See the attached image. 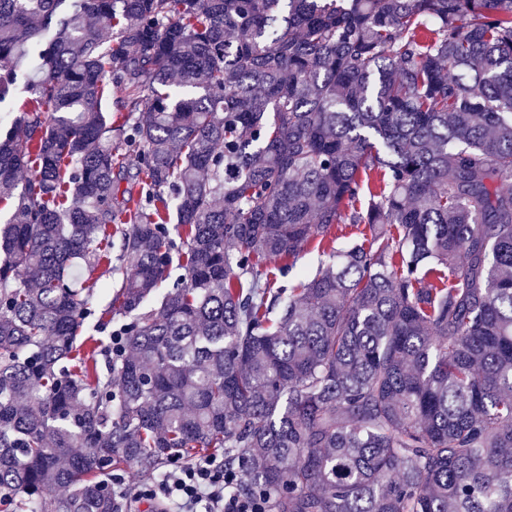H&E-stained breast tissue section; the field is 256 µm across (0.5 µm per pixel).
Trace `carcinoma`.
Masks as SVG:
<instances>
[{
	"label": "carcinoma",
	"mask_w": 512,
	"mask_h": 512,
	"mask_svg": "<svg viewBox=\"0 0 512 512\" xmlns=\"http://www.w3.org/2000/svg\"><path fill=\"white\" fill-rule=\"evenodd\" d=\"M16 93L0 512L211 457L270 512H512V0H0ZM328 263L326 254L316 248H309L303 253L298 260L296 266L288 273V276L281 277L277 268L282 264L279 260L267 261L265 266L272 272L277 274L278 282L288 285L294 283L298 278L303 275H312ZM90 280H88L87 284L94 283V288H97V297L95 302V314L89 316L85 321V332L84 336H94L98 341L102 342L103 345L109 342L112 330L114 328V323H108L103 326V323H106L108 320L104 318L103 320H99L101 310L106 308L110 299H111V290L114 291L115 288H118L122 275L120 273H109L106 271L104 266L98 267L93 273L90 275Z\"/></svg>",
	"instance_id": "obj_1"
}]
</instances>
